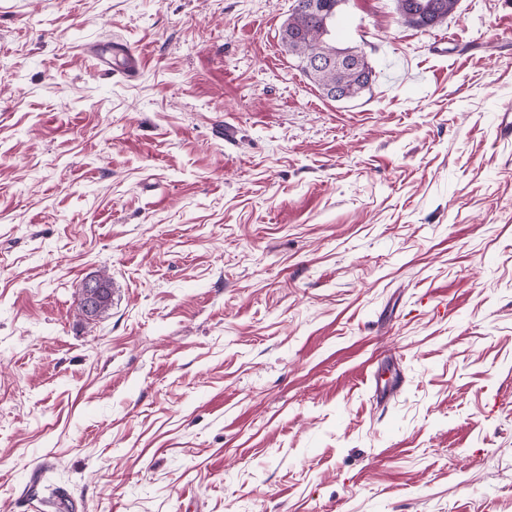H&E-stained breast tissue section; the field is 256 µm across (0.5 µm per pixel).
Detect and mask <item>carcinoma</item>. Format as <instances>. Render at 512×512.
Instances as JSON below:
<instances>
[{
    "instance_id": "cac0c4a2",
    "label": "carcinoma",
    "mask_w": 512,
    "mask_h": 512,
    "mask_svg": "<svg viewBox=\"0 0 512 512\" xmlns=\"http://www.w3.org/2000/svg\"><path fill=\"white\" fill-rule=\"evenodd\" d=\"M343 0H294L288 20L279 31L282 47L292 56L297 67L313 82L325 96L336 99L344 95L351 99L368 87L372 79V68L366 55L357 56L350 64L336 65V55L350 58L352 47L341 48L330 38V25L336 17ZM400 21L412 28L428 30L448 22L458 0H394ZM314 57L331 61L317 71L309 69ZM101 285L102 295L97 307L90 311L84 300H79L78 310L88 320L100 316L112 304V282L104 273L91 275Z\"/></svg>"
}]
</instances>
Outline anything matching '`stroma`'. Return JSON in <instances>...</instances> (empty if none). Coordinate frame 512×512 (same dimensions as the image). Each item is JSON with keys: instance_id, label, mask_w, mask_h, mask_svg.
Listing matches in <instances>:
<instances>
[{"instance_id": "stroma-1", "label": "stroma", "mask_w": 512, "mask_h": 512, "mask_svg": "<svg viewBox=\"0 0 512 512\" xmlns=\"http://www.w3.org/2000/svg\"><path fill=\"white\" fill-rule=\"evenodd\" d=\"M292 5L0 0V512H512V0ZM342 2L343 0H294L292 12L279 31L282 47L296 60L297 67L327 98L333 100H336L337 94L345 95L347 99L358 96L372 79V68L362 51L352 47H337L330 38L331 22ZM353 51H357V60L350 54ZM339 53L346 54L345 61L351 57L353 62H343L337 67L336 55ZM319 57L326 61L330 59L331 65L321 67L325 60ZM311 60L313 67L321 68L311 71L308 68ZM400 21L412 28L428 30L447 23L458 0H394ZM112 53L108 56L107 52L103 49H97L93 52L94 58L98 61L101 66L109 67L112 66V59L120 64L122 73L128 78H136L140 70V57L125 45L119 41H113L112 45L108 47ZM87 278H90V279H87ZM87 278H86L87 280L85 279L86 280L85 285H83L85 290H84V288H82V294H81V297L79 300L78 310L87 320H93L96 317L103 314L104 312H106V310H108V308L111 306V304H112V282H111L110 277L106 276L105 273H100V272L90 275ZM91 279H93V280H91ZM96 281L102 287L101 288L102 295L100 297V301H99L97 307L93 311H89L88 309L91 308L93 300L96 299V297H97V292H98L97 288H100L99 284ZM83 291H84V293H83ZM83 297L85 299L87 307H86Z\"/></svg>"}]
</instances>
